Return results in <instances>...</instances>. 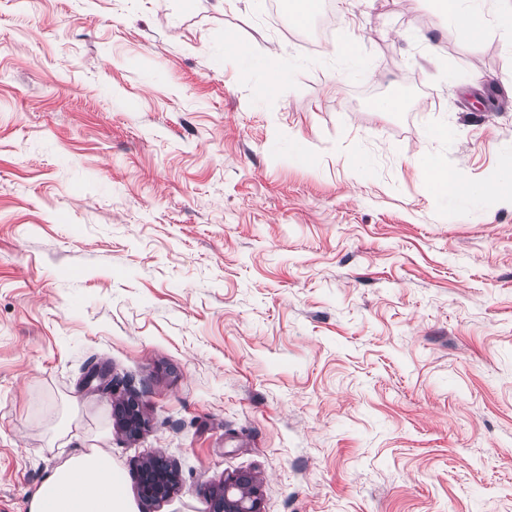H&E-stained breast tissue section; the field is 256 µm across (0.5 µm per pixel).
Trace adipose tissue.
I'll return each mask as SVG.
<instances>
[{"label":"adipose tissue","mask_w":512,"mask_h":512,"mask_svg":"<svg viewBox=\"0 0 512 512\" xmlns=\"http://www.w3.org/2000/svg\"><path fill=\"white\" fill-rule=\"evenodd\" d=\"M458 38L478 40L477 0H440ZM435 192L479 201L490 196H512V168L504 167L493 181L466 183L449 173L437 159L425 161ZM30 512H131L112 474V457L100 448L82 451L59 466L40 486L31 500Z\"/></svg>","instance_id":"adipose-tissue-1"}]
</instances>
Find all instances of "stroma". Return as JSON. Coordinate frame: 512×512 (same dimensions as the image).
Instances as JSON below:
<instances>
[{
    "mask_svg": "<svg viewBox=\"0 0 512 512\" xmlns=\"http://www.w3.org/2000/svg\"><path fill=\"white\" fill-rule=\"evenodd\" d=\"M329 3L307 43L255 0H0V512L91 446L134 512L154 455L150 512L236 472L264 512H512V205L420 166L512 161L498 4L468 44L438 0ZM425 168L429 182L436 193L479 201L507 191L509 198L512 199L511 164L501 169L492 182L485 183H464L458 176L442 167L435 158L426 159ZM113 404V416L124 431L135 429L140 421L139 405L134 398H121ZM177 474L162 457L142 462L137 470V494L141 503L151 506L168 499L177 488Z\"/></svg>",
    "mask_w": 512,
    "mask_h": 512,
    "instance_id": "35a3bbf8",
    "label": "stroma"
}]
</instances>
